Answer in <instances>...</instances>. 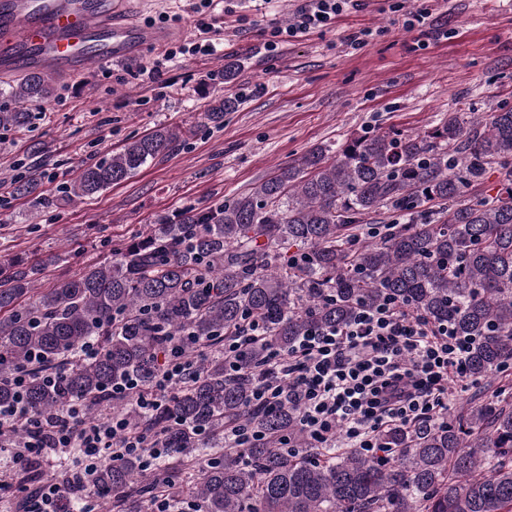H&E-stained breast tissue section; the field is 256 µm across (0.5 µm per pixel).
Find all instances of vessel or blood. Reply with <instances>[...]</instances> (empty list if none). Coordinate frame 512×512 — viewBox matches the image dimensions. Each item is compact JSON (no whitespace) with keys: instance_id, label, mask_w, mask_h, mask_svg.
<instances>
[{"instance_id":"1","label":"vessel or blood","mask_w":512,"mask_h":512,"mask_svg":"<svg viewBox=\"0 0 512 512\" xmlns=\"http://www.w3.org/2000/svg\"><path fill=\"white\" fill-rule=\"evenodd\" d=\"M146 0H0V77L35 65L83 72L91 61L119 63L175 36L138 20Z\"/></svg>"}]
</instances>
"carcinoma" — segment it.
I'll use <instances>...</instances> for the list:
<instances>
[{
	"label": "carcinoma",
	"instance_id": "obj_1",
	"mask_svg": "<svg viewBox=\"0 0 512 512\" xmlns=\"http://www.w3.org/2000/svg\"><path fill=\"white\" fill-rule=\"evenodd\" d=\"M51 83L25 74L0 128L23 131ZM232 107L217 96L205 118L221 125ZM178 139L158 127L84 167L65 197L129 179ZM490 172L496 194L465 201ZM380 211L391 221L376 234L364 219ZM114 252L48 289L35 287L38 266L0 264V406L14 402L11 380L29 366L34 411L81 401L93 419L108 403L138 430L145 418L135 405L110 402L102 389L134 375L148 390L168 344L194 338L182 355L195 375L154 416L171 454L154 472L135 457L103 465L101 498L125 512H148L160 489L202 512H512V109L454 113L422 134L358 135L332 158L317 147L247 194L160 217ZM390 301L475 340L468 375L494 379L491 399L444 421L393 427L373 455L311 448L294 411L248 407L253 372L270 352ZM251 321L264 336L231 375L224 337ZM86 341L97 343L96 357L80 356ZM60 365L69 369L51 387L42 370ZM234 423L262 439L224 447Z\"/></svg>",
	"mask_w": 512,
	"mask_h": 512
}]
</instances>
